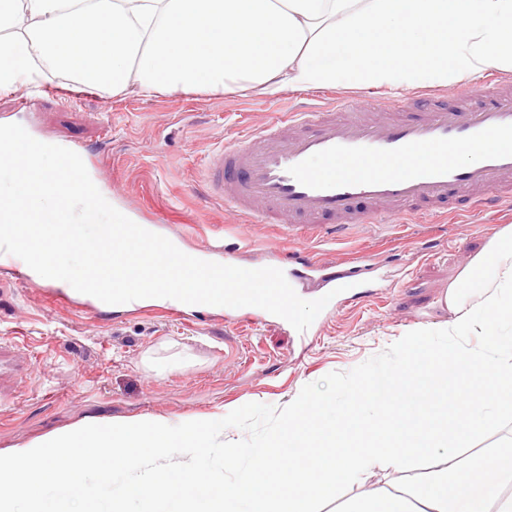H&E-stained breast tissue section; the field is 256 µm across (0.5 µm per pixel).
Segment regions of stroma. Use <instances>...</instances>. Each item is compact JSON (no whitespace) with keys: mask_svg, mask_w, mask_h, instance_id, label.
<instances>
[{"mask_svg":"<svg viewBox=\"0 0 512 512\" xmlns=\"http://www.w3.org/2000/svg\"><path fill=\"white\" fill-rule=\"evenodd\" d=\"M324 89L157 94L76 91L49 76L40 92L0 94V122L84 155L100 190L139 223L155 216L186 248L219 242L223 263L287 261L301 252L271 225L256 228L206 192L207 152L237 142ZM512 225V214L469 223L357 225L321 252L327 262L376 256L377 287L339 305L308 342L273 317L241 326L234 310L170 319L155 306L132 315L50 304L38 288L0 284V455L89 420L228 414L247 404H290L304 385L346 372L414 329L448 321L443 297L460 272Z\"/></svg>","mask_w":512,"mask_h":512,"instance_id":"obj_1","label":"stroma"}]
</instances>
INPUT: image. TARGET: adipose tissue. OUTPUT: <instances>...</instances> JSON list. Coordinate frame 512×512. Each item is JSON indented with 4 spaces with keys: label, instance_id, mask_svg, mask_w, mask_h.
Listing matches in <instances>:
<instances>
[{
    "label": "adipose tissue",
    "instance_id": "ef3b65f1",
    "mask_svg": "<svg viewBox=\"0 0 512 512\" xmlns=\"http://www.w3.org/2000/svg\"><path fill=\"white\" fill-rule=\"evenodd\" d=\"M512 71V0H0V93L443 86Z\"/></svg>",
    "mask_w": 512,
    "mask_h": 512
}]
</instances>
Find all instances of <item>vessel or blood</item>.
Masks as SVG:
<instances>
[{"mask_svg": "<svg viewBox=\"0 0 512 512\" xmlns=\"http://www.w3.org/2000/svg\"><path fill=\"white\" fill-rule=\"evenodd\" d=\"M478 151L460 165L452 152ZM211 197L226 211L298 238H323L350 224H394L407 215L481 214L512 208V82L487 74L459 85L453 103L418 91L405 98L340 95L251 130L208 155ZM369 259L344 270L315 256L289 267L291 279H325L364 297ZM15 284L33 278L0 252Z\"/></svg>", "mask_w": 512, "mask_h": 512, "instance_id": "vessel-or-blood-1", "label": "vessel or blood"}]
</instances>
